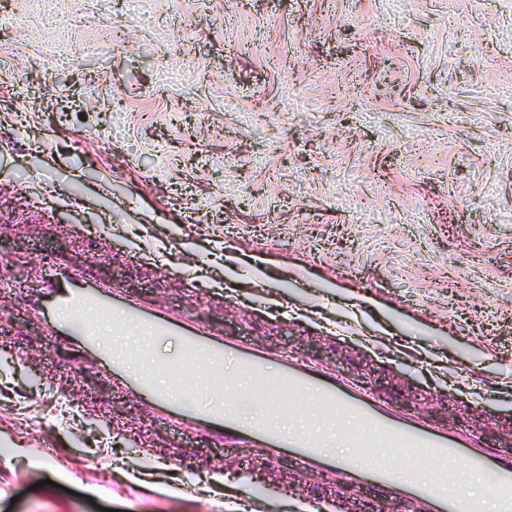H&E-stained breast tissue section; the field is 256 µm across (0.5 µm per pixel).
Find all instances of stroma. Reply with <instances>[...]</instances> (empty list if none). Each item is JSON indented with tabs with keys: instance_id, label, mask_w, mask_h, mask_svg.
<instances>
[{
	"instance_id": "stroma-1",
	"label": "stroma",
	"mask_w": 512,
	"mask_h": 512,
	"mask_svg": "<svg viewBox=\"0 0 512 512\" xmlns=\"http://www.w3.org/2000/svg\"><path fill=\"white\" fill-rule=\"evenodd\" d=\"M45 2L0 0V280L60 244L512 445V0ZM296 482L178 441L0 292V512H296Z\"/></svg>"
}]
</instances>
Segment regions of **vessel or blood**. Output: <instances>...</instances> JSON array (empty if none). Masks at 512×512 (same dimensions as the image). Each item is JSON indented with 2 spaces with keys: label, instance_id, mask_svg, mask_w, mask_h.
I'll use <instances>...</instances> for the list:
<instances>
[{
  "label": "vessel or blood",
  "instance_id": "b4317fda",
  "mask_svg": "<svg viewBox=\"0 0 512 512\" xmlns=\"http://www.w3.org/2000/svg\"><path fill=\"white\" fill-rule=\"evenodd\" d=\"M8 289L41 322L49 343L75 344L93 356L111 377L114 393L147 404L155 419L179 436L202 437L227 450L257 447L269 458L287 460L298 473L323 476L321 500L335 501L346 486L353 498L374 490L411 504L414 512H484L481 499L464 496L448 479L449 463L460 460L488 479L496 512H512V448L489 440L479 426L448 429L401 416L369 386L352 385L337 373L285 351L255 350L247 340L224 337L177 312L148 306L129 291L54 259L42 265L35 284L17 281ZM127 327L145 329L156 339L178 337L177 356L157 360L156 369L188 373L214 388L224 383L226 356L254 374L274 367L278 383L293 397L313 395L320 415H352L359 425L356 447L428 450L432 478L403 477L388 458L356 463L336 458L321 437L299 428L283 430L272 407L263 417L248 420L229 404L206 407L173 397L157 387L152 374L130 369L129 358L141 348L123 339Z\"/></svg>",
  "mask_w": 512,
  "mask_h": 512
}]
</instances>
